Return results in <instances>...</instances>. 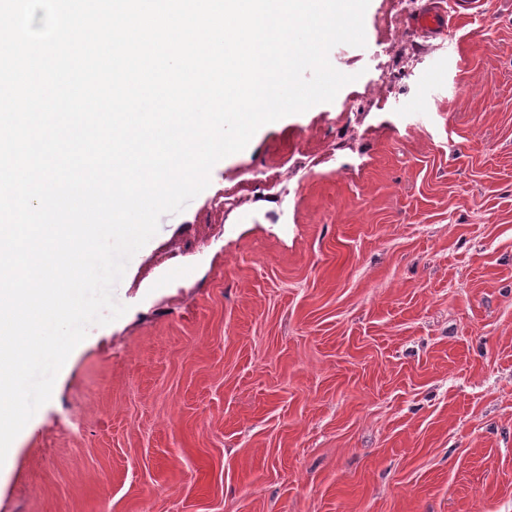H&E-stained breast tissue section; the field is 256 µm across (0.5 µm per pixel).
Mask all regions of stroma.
<instances>
[{
  "label": "stroma",
  "mask_w": 512,
  "mask_h": 512,
  "mask_svg": "<svg viewBox=\"0 0 512 512\" xmlns=\"http://www.w3.org/2000/svg\"><path fill=\"white\" fill-rule=\"evenodd\" d=\"M400 2L161 218L0 512H512V0ZM418 26L430 34H438L447 28L448 10L443 7L433 8L416 19Z\"/></svg>",
  "instance_id": "obj_1"
}]
</instances>
